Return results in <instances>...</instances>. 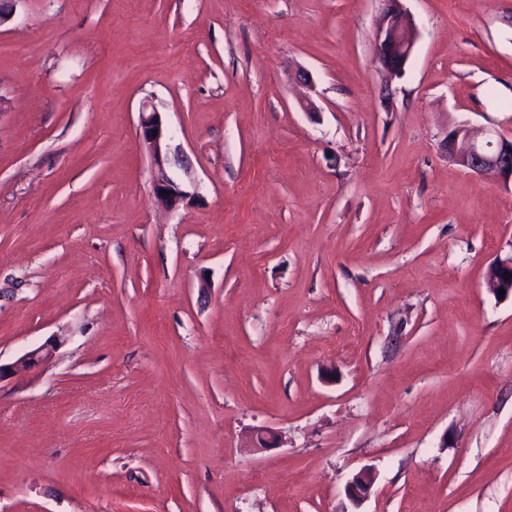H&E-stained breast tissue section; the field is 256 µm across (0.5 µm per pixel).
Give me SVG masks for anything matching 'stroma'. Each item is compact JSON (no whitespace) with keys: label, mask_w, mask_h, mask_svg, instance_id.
<instances>
[{"label":"stroma","mask_w":512,"mask_h":512,"mask_svg":"<svg viewBox=\"0 0 512 512\" xmlns=\"http://www.w3.org/2000/svg\"><path fill=\"white\" fill-rule=\"evenodd\" d=\"M402 4L389 79L381 0H18L0 363L63 343L0 379V512H512V182L446 152L512 136V0ZM382 12L375 35V61L389 78L402 76L413 52L417 29L401 4L402 0H381ZM153 130L157 131L156 136H153ZM137 132L149 154L154 197L161 204L173 208L188 196L183 184L168 172L173 164L183 162V155L179 149H171L162 112L149 101L142 102L140 106ZM163 190L170 191V194L164 195ZM512 255L504 259L499 258L490 268L486 276V288L499 293L500 288L505 292H512ZM54 346L51 344H43L20 357L13 366L5 367L0 364V379L7 371L20 373L30 368L47 363L53 355Z\"/></svg>","instance_id":"obj_1"}]
</instances>
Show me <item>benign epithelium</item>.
Returning <instances> with one entry per match:
<instances>
[{"mask_svg": "<svg viewBox=\"0 0 512 512\" xmlns=\"http://www.w3.org/2000/svg\"><path fill=\"white\" fill-rule=\"evenodd\" d=\"M383 8L375 35V61L388 77L402 76L413 52L417 29L401 0H382ZM137 132L147 149L153 173L155 199L169 208L188 196L183 184L169 175L168 169L182 161L180 150L171 149L163 115L149 101L139 109ZM448 159L473 173L493 171L506 180H512V140L501 135L497 140L479 142L465 123L456 125L447 139ZM486 288L492 292L503 289L512 292V255L498 259L488 271ZM54 346L43 344L20 357L13 365H0V378L8 371L20 373L47 363ZM373 478L366 471L359 472L347 485V494L358 501L368 497Z\"/></svg>", "mask_w": 512, "mask_h": 512, "instance_id": "7a95c632", "label": "benign epithelium"}]
</instances>
